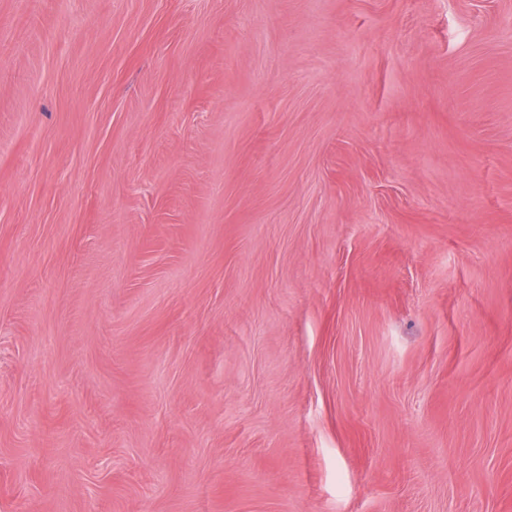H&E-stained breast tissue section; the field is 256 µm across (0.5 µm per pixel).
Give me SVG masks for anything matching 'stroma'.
I'll return each instance as SVG.
<instances>
[{
  "label": "stroma",
  "instance_id": "obj_1",
  "mask_svg": "<svg viewBox=\"0 0 512 512\" xmlns=\"http://www.w3.org/2000/svg\"><path fill=\"white\" fill-rule=\"evenodd\" d=\"M0 512H512V0H0Z\"/></svg>",
  "mask_w": 512,
  "mask_h": 512
}]
</instances>
